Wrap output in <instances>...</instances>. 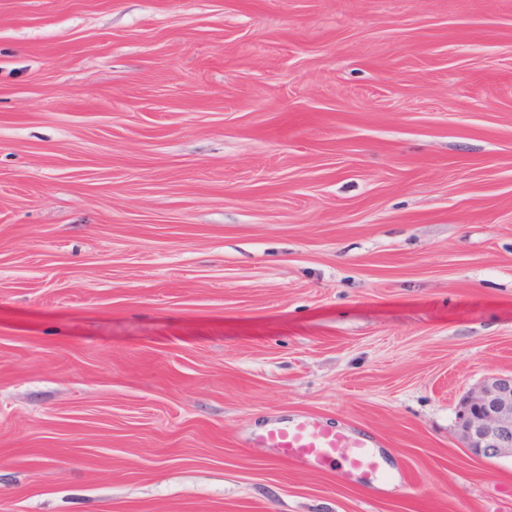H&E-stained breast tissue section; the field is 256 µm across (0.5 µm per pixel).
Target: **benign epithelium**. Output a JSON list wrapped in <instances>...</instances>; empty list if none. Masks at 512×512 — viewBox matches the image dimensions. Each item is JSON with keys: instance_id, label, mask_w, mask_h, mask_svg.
I'll return each instance as SVG.
<instances>
[{"instance_id": "benign-epithelium-1", "label": "benign epithelium", "mask_w": 512, "mask_h": 512, "mask_svg": "<svg viewBox=\"0 0 512 512\" xmlns=\"http://www.w3.org/2000/svg\"><path fill=\"white\" fill-rule=\"evenodd\" d=\"M463 446L481 459L512 457V373L493 374L458 401Z\"/></svg>"}]
</instances>
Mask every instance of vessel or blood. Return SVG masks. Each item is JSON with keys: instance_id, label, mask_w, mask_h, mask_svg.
<instances>
[{"instance_id": "obj_1", "label": "vessel or blood", "mask_w": 512, "mask_h": 512, "mask_svg": "<svg viewBox=\"0 0 512 512\" xmlns=\"http://www.w3.org/2000/svg\"><path fill=\"white\" fill-rule=\"evenodd\" d=\"M255 440L281 462L308 469L336 467L348 482L370 480L384 468L373 435L352 426L328 427L309 415L268 421Z\"/></svg>"}]
</instances>
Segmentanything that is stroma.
Listing matches in <instances>:
<instances>
[{
	"instance_id": "35a3bbf8",
	"label": "stroma",
	"mask_w": 512,
	"mask_h": 512,
	"mask_svg": "<svg viewBox=\"0 0 512 512\" xmlns=\"http://www.w3.org/2000/svg\"><path fill=\"white\" fill-rule=\"evenodd\" d=\"M509 373L512 0H0V512H512ZM464 448L481 459L512 458V373L493 374L458 401ZM254 440L287 464L320 470L336 466L346 482L368 481L383 471L385 463L375 452L378 443L370 433L353 426H324L304 414L268 421Z\"/></svg>"
}]
</instances>
